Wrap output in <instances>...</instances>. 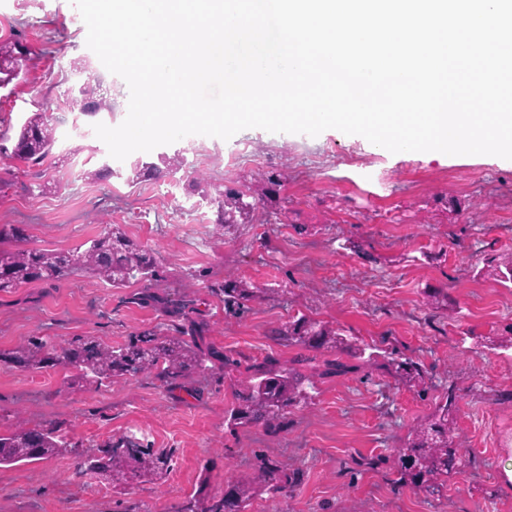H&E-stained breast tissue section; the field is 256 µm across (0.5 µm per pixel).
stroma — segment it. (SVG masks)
Returning a JSON list of instances; mask_svg holds the SVG:
<instances>
[{"instance_id":"stroma-1","label":"stroma","mask_w":512,"mask_h":512,"mask_svg":"<svg viewBox=\"0 0 512 512\" xmlns=\"http://www.w3.org/2000/svg\"><path fill=\"white\" fill-rule=\"evenodd\" d=\"M86 26L72 0H0V39L29 48L27 74L0 90V228H19L30 248L67 252L118 228L153 249L165 270L153 284L113 287L90 272L0 291V351L41 336L59 343L90 336L108 345L196 324L204 345L242 367L191 375L160 386L142 376L97 388L64 372L22 371L0 361V432L19 425L60 426L70 451L0 468V512H175L202 475L222 490L252 474L258 457L298 472L288 496L259 497L251 512H512V283L485 260L512 253V165L493 159L445 160L372 151L361 136L335 129L310 137L246 129L231 139L191 135L175 175L130 182L88 178L106 145L93 126L126 117L129 90L103 65L81 73L90 56ZM103 76L114 110L88 118L70 110L72 84ZM43 113L56 143L40 165L8 154L19 125ZM245 192L252 220L227 229L197 194ZM238 279L266 293L247 312L225 314L212 284ZM447 292L451 309L427 305ZM193 300L189 315L160 297ZM309 315L383 349H397L427 370L419 397L389 376L360 371L320 380L311 404L294 409L278 435L263 427L230 431L245 364L289 349L268 331ZM458 396L454 441L471 461L447 491L430 495L395 484L393 466L408 431L447 388ZM123 434L174 449L167 474L119 487L75 471L76 451Z\"/></svg>"}]
</instances>
